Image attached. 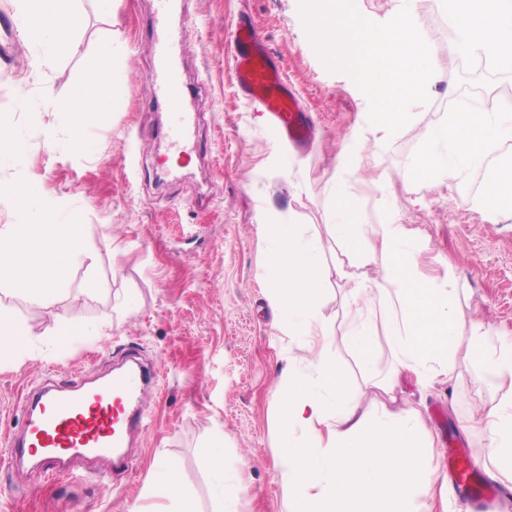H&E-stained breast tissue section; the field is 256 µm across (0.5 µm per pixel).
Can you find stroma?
<instances>
[{
  "label": "stroma",
  "mask_w": 512,
  "mask_h": 512,
  "mask_svg": "<svg viewBox=\"0 0 512 512\" xmlns=\"http://www.w3.org/2000/svg\"><path fill=\"white\" fill-rule=\"evenodd\" d=\"M79 5L85 28L78 51L49 59L14 22L16 0H0V125L25 146L23 166L0 163V184L21 182L52 197L82 224L96 253L95 265L78 262L65 271L53 304L0 294L38 335L27 355L0 362V512H127L133 504L155 512L148 487L161 456L178 468L193 512H215L217 491L204 453L219 437L225 477L244 486L237 512H292L280 478L275 394L298 350L279 333L263 288L269 248L258 227L271 221L307 225L320 242L326 354L348 398L364 409L383 405L420 417L432 441L434 487L418 495L422 512H462L441 463L448 435L498 492L512 491V475L491 464L483 436L460 427L506 395V387L480 384L461 350L447 382L421 384L404 373L388 395L375 385L391 361L384 325L376 327L375 372H366L348 347L351 292L379 271L343 255L326 211L341 153L373 146L374 137L367 97L348 74L323 63L300 0H183L194 28L181 72L196 148L175 178L163 170L169 121L148 88L156 0H116L109 12L99 0ZM407 5L432 50L446 56L448 23L434 0ZM243 12L283 62L289 86L316 124L308 149L282 144L266 113L237 88L228 27ZM108 33L116 95L91 126V148L84 151L69 141L72 115L56 92L83 79L98 39ZM464 90L462 71L439 68L428 103L378 152L387 175L383 192L398 202L421 271L441 283L455 277L462 331L480 321L512 341V213L493 223L485 219L476 205L484 182L479 172L431 187L404 179L405 166ZM71 321H103L110 329L104 336L69 337ZM129 355L152 363L157 378L151 426L124 468L74 478L19 475L8 466V440L20 427L28 391L47 380L103 375Z\"/></svg>",
  "instance_id": "1"
}]
</instances>
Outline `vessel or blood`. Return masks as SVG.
Returning <instances> with one entry per match:
<instances>
[{
	"mask_svg": "<svg viewBox=\"0 0 512 512\" xmlns=\"http://www.w3.org/2000/svg\"><path fill=\"white\" fill-rule=\"evenodd\" d=\"M155 26L161 36L155 69L148 82L153 98L164 101L175 118L167 137L175 151L191 148L189 111L180 73V54L191 35L189 26L170 23L171 0H157ZM229 47L236 82L249 100L269 114L289 142L304 144L313 125L297 94L289 87L282 64L274 60L251 16L240 15L230 29ZM144 368L108 374L104 379L47 386L29 394L23 406L21 434L9 443L11 462L27 464L56 476L77 463L122 467L134 437L146 427L153 409ZM448 466L463 501L474 512H512L504 500L489 503L485 475L466 454L449 452Z\"/></svg>",
	"mask_w": 512,
	"mask_h": 512,
	"instance_id": "b4317fda",
	"label": "vessel or blood"
}]
</instances>
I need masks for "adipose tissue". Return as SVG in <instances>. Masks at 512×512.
<instances>
[{"label":"adipose tissue","mask_w":512,"mask_h":512,"mask_svg":"<svg viewBox=\"0 0 512 512\" xmlns=\"http://www.w3.org/2000/svg\"><path fill=\"white\" fill-rule=\"evenodd\" d=\"M438 4L456 32L457 54L481 52L512 62V0ZM16 22L49 58L78 50L83 16L74 0H20ZM111 58L112 40L106 37L98 43L88 78L62 90L74 116L72 144H84L87 126L112 101V77L105 66ZM510 141L512 105L449 113L447 123L428 134L407 169L408 178L432 186L461 170L485 171L478 203L486 219L495 220L512 212V160L494 167L489 160ZM367 157L361 151L341 161L329 206L337 242L382 270L381 278L357 286L347 328L350 350L372 368L375 325L381 322L392 354L382 379L386 389H393L405 371L426 380L447 373L461 347L479 381L496 387L512 382V345L494 343L480 322L462 335L455 287L440 288L422 276L394 208L366 207L353 193L350 181ZM31 205L40 210V219L0 226V283L12 284L34 303L48 304L61 272L88 259L90 252L79 224L53 219V200L35 199ZM258 233L272 246L264 283L277 328L301 352V367L288 371L277 398L283 423L280 477L296 512H419L418 491L430 482V438L412 418L363 411L345 398L343 379L325 355L327 331L318 317L325 288L318 241L298 224H262ZM461 428L482 430L494 467L512 472V396L485 407Z\"/></svg>","instance_id":"adipose-tissue-1"}]
</instances>
